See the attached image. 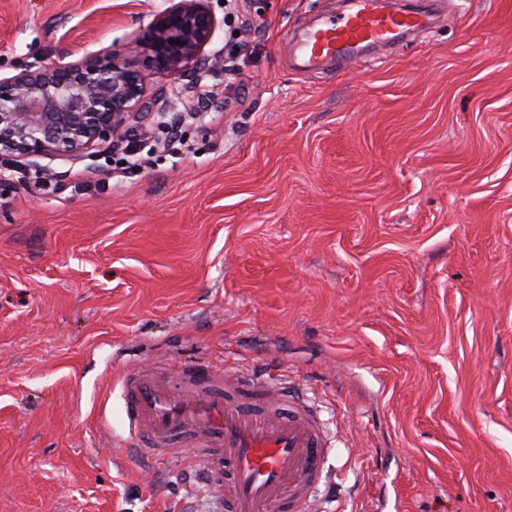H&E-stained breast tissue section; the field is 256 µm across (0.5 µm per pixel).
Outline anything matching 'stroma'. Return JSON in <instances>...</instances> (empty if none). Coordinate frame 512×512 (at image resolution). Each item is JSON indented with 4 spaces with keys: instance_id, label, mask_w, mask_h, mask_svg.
<instances>
[{
    "instance_id": "35a3bbf8",
    "label": "stroma",
    "mask_w": 512,
    "mask_h": 512,
    "mask_svg": "<svg viewBox=\"0 0 512 512\" xmlns=\"http://www.w3.org/2000/svg\"><path fill=\"white\" fill-rule=\"evenodd\" d=\"M170 0H0V75L119 45ZM336 0H209L222 56L147 78L176 154L0 160V512H215L121 453L115 372L273 365L329 438L309 512H512V0L304 69ZM224 94L183 113L198 83ZM54 186L35 188L42 170Z\"/></svg>"
}]
</instances>
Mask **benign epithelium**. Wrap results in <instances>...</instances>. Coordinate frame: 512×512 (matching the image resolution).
I'll use <instances>...</instances> for the list:
<instances>
[{
  "label": "benign epithelium",
  "instance_id": "benign-epithelium-1",
  "mask_svg": "<svg viewBox=\"0 0 512 512\" xmlns=\"http://www.w3.org/2000/svg\"><path fill=\"white\" fill-rule=\"evenodd\" d=\"M218 21L208 0H177L118 51L79 60L62 54L0 77V157L81 161L132 120L145 121V71L183 76L204 56Z\"/></svg>",
  "mask_w": 512,
  "mask_h": 512
}]
</instances>
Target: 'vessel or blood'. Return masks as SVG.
<instances>
[{
    "label": "vessel or blood",
    "instance_id": "vessel-or-blood-1",
    "mask_svg": "<svg viewBox=\"0 0 512 512\" xmlns=\"http://www.w3.org/2000/svg\"><path fill=\"white\" fill-rule=\"evenodd\" d=\"M424 12H387L376 0H351L346 13L327 15L301 33L294 54L305 67L355 61L363 45H392L426 28ZM121 397L130 426L125 446L145 459L189 448L225 512H307L323 478L326 438L302 389L271 367L223 368L208 361L172 372L123 371Z\"/></svg>",
    "mask_w": 512,
    "mask_h": 512
}]
</instances>
